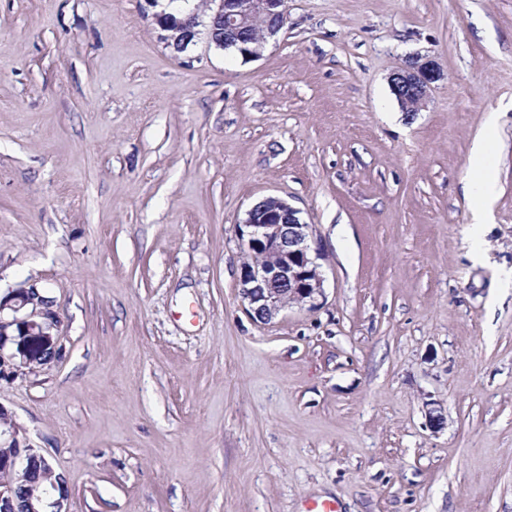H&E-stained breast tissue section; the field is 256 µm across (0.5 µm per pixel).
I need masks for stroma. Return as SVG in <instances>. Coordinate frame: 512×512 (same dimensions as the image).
I'll list each match as a JSON object with an SVG mask.
<instances>
[{"instance_id": "stroma-1", "label": "stroma", "mask_w": 512, "mask_h": 512, "mask_svg": "<svg viewBox=\"0 0 512 512\" xmlns=\"http://www.w3.org/2000/svg\"><path fill=\"white\" fill-rule=\"evenodd\" d=\"M286 6L246 60L174 53L149 0H0V287L49 288L62 346L0 405L69 512H512V0ZM269 195L324 296L259 324L236 226ZM441 78V70L435 61L419 63L416 57L390 76V90L397 97L403 112L413 115L424 107L432 84ZM496 125L495 117H490L487 125L485 139L479 141L471 156V166L478 173V177L469 181L465 190L474 200L478 211L484 210L494 199L497 192V184L488 161L487 140Z\"/></svg>"}]
</instances>
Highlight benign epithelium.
Returning a JSON list of instances; mask_svg holds the SVG:
<instances>
[{
	"label": "benign epithelium",
	"instance_id": "7a95c632",
	"mask_svg": "<svg viewBox=\"0 0 512 512\" xmlns=\"http://www.w3.org/2000/svg\"><path fill=\"white\" fill-rule=\"evenodd\" d=\"M208 10L205 16L189 8L162 10L153 13V20L176 53L185 52L203 31L216 47L238 43L246 57L257 58L287 18L284 0H209ZM441 78L436 62L413 58L390 76V90L403 112L413 115ZM237 229L240 247L261 256L259 263H243L238 278L239 294L254 322L269 323L286 307L313 306L323 296L312 225L302 221L298 209L281 198L265 197L247 210ZM55 306L35 283L24 282L0 294V374L16 379L26 375L24 367L33 361L48 365L57 360ZM0 463L11 475L0 482V512H69L66 481L52 482L40 495L28 490L34 484L33 471L48 478L54 468L41 449L21 440L14 423L0 422Z\"/></svg>",
	"mask_w": 512,
	"mask_h": 512
}]
</instances>
